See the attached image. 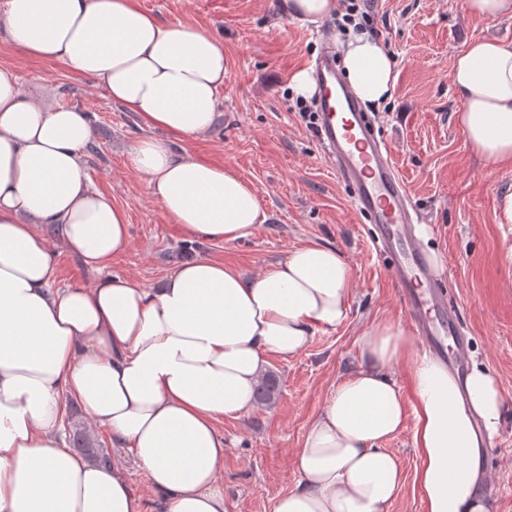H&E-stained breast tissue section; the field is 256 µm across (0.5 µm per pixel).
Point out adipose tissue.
I'll list each match as a JSON object with an SVG mask.
<instances>
[{
  "mask_svg": "<svg viewBox=\"0 0 512 512\" xmlns=\"http://www.w3.org/2000/svg\"><path fill=\"white\" fill-rule=\"evenodd\" d=\"M0 35L136 113L148 134L128 164L186 239L252 234L262 216L252 186L176 148L206 133L220 107L216 34L162 22L136 0H0ZM343 62L357 99L388 102L397 74L382 44L351 38ZM452 81L471 152L512 165V42L470 41ZM93 137L87 113L28 95L0 66V512H146L128 458L145 472L155 512H226L219 423L255 409L271 356L289 360L346 320L351 267L313 244L255 276L197 258L157 288L113 277L130 224L87 175ZM62 250L98 278L58 285ZM360 357L308 425L300 480L268 512H390L403 475L382 443L406 429L425 512H491L482 460L506 408L492 371L456 376L391 322L367 331ZM401 362L408 396L392 374ZM73 404L127 458L89 461L61 439Z\"/></svg>",
  "mask_w": 512,
  "mask_h": 512,
  "instance_id": "obj_1",
  "label": "adipose tissue"
}]
</instances>
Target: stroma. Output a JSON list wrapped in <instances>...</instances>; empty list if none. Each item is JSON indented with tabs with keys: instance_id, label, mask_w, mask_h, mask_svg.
I'll return each instance as SVG.
<instances>
[{
	"instance_id": "stroma-1",
	"label": "stroma",
	"mask_w": 512,
	"mask_h": 512,
	"mask_svg": "<svg viewBox=\"0 0 512 512\" xmlns=\"http://www.w3.org/2000/svg\"><path fill=\"white\" fill-rule=\"evenodd\" d=\"M137 2L164 22L192 23L224 42L227 76L217 119L206 136L183 148L232 167L253 186L263 216L247 239L185 242L127 163L144 134L136 114L101 87L63 63L29 59L1 36L0 66L16 70L25 92L49 91L55 104L89 115L95 148L85 154L86 172L126 210L130 224L128 248L108 268L112 276L155 288L176 265L199 257L254 275L310 244L334 247L348 261L347 320L317 331L290 360L271 357L269 370L280 380L276 399L219 425L227 512H267L272 499L298 482L295 452L336 383L357 368L364 332L385 321L405 327L409 319L364 219L288 85L318 52V24L284 15L279 0ZM463 2L373 0L378 39L395 61L397 82L391 99L370 114L421 218V247L443 273L459 311L466 361L488 367L506 400L484 456L489 480L482 491L492 512H512V225L496 218L499 194L512 188V168L489 166L470 152L454 121L459 100L451 77L455 55L471 40L512 42V18H476ZM383 446L404 473L391 512H425L413 488L420 461L410 431Z\"/></svg>"
}]
</instances>
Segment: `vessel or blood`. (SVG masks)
<instances>
[{"label": "vessel or blood", "instance_id": "obj_1", "mask_svg": "<svg viewBox=\"0 0 512 512\" xmlns=\"http://www.w3.org/2000/svg\"><path fill=\"white\" fill-rule=\"evenodd\" d=\"M321 36L322 51L311 64L318 89L316 141L369 223L415 336L451 368H461L466 346L458 337L457 315L440 274L421 257L408 192L375 123L340 74L331 32Z\"/></svg>", "mask_w": 512, "mask_h": 512}]
</instances>
